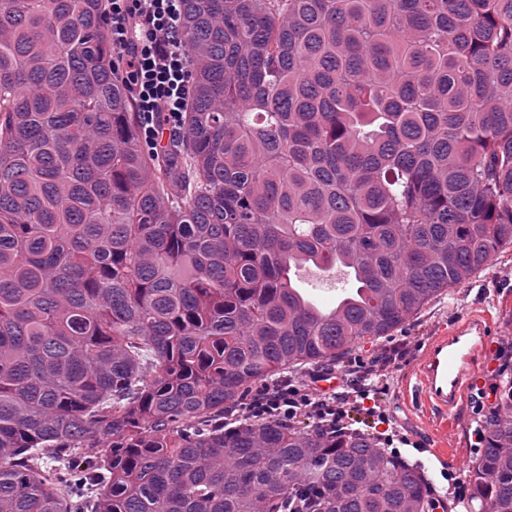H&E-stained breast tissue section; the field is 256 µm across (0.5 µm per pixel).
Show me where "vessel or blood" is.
<instances>
[{
  "label": "vessel or blood",
  "mask_w": 512,
  "mask_h": 512,
  "mask_svg": "<svg viewBox=\"0 0 512 512\" xmlns=\"http://www.w3.org/2000/svg\"><path fill=\"white\" fill-rule=\"evenodd\" d=\"M493 328L487 314L467 315L432 336L409 367L397 395L406 407L421 410L433 431L447 430L491 345Z\"/></svg>",
  "instance_id": "1"
}]
</instances>
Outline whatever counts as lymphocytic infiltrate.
<instances>
[{
    "mask_svg": "<svg viewBox=\"0 0 512 512\" xmlns=\"http://www.w3.org/2000/svg\"><path fill=\"white\" fill-rule=\"evenodd\" d=\"M183 0H104V23L117 55L118 76L133 94L145 143L179 139L191 93V60L181 31ZM336 387L297 380L263 385L250 405L254 416L312 418L332 432L357 415L388 423L378 403L384 367L356 365L335 372Z\"/></svg>",
    "mask_w": 512,
    "mask_h": 512,
    "instance_id": "obj_1",
    "label": "lymphocytic infiltrate"
}]
</instances>
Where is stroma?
I'll use <instances>...</instances> for the list:
<instances>
[{
	"mask_svg": "<svg viewBox=\"0 0 512 512\" xmlns=\"http://www.w3.org/2000/svg\"><path fill=\"white\" fill-rule=\"evenodd\" d=\"M297 276L301 287L325 305L332 304L349 285L343 272L327 275L312 266L301 269ZM472 312L490 314L496 326L492 349L476 374L477 384L486 385L504 363L512 364V248L502 250L497 255L493 268L478 274L469 283L452 289L449 295L441 296L426 305L417 319L395 331L385 344H367L356 353L357 359L367 362L381 358L385 346L406 344L405 355L390 369L387 377L388 388L382 393L380 400V405L386 410L391 423L386 427L375 423L370 430L374 433L386 430L403 439L400 452L413 462L422 463L430 459L431 448L441 442L461 451L463 466H448L447 476H440L438 468L435 467L428 470L435 486L443 491L446 512H465L461 497L469 487L468 465L479 454V443L474 434L475 421L479 415L475 400L473 397H466L459 405L447 433L437 436L420 413L407 409L400 403L394 390L423 344L439 329L452 326Z\"/></svg>",
	"mask_w": 512,
	"mask_h": 512,
	"instance_id": "35a3bbf8",
	"label": "stroma"
}]
</instances>
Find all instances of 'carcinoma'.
<instances>
[{
    "mask_svg": "<svg viewBox=\"0 0 512 512\" xmlns=\"http://www.w3.org/2000/svg\"><path fill=\"white\" fill-rule=\"evenodd\" d=\"M103 5L0 0V512H431L371 434L243 407L512 247V0H184L155 149ZM477 427L466 507L512 512L511 376ZM297 276L301 287L324 305L332 304L344 288L351 287L347 276L340 271L327 275L310 266L298 271Z\"/></svg>",
    "mask_w": 512,
    "mask_h": 512,
    "instance_id": "carcinoma-1",
    "label": "carcinoma"
}]
</instances>
